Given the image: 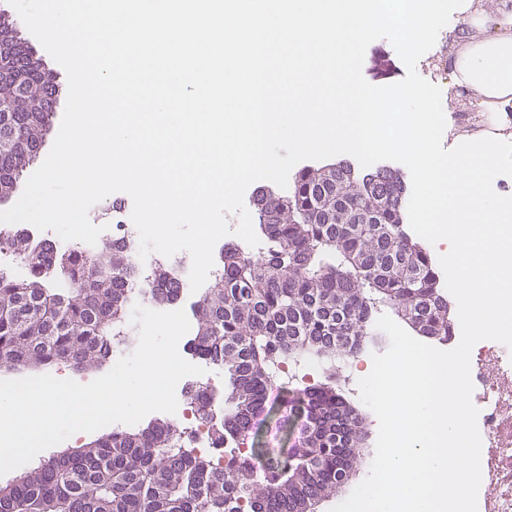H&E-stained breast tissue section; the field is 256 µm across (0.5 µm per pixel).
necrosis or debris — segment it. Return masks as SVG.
<instances>
[{"label": "necrosis or debris", "instance_id": "necrosis-or-debris-1", "mask_svg": "<svg viewBox=\"0 0 512 512\" xmlns=\"http://www.w3.org/2000/svg\"><path fill=\"white\" fill-rule=\"evenodd\" d=\"M472 400L479 410L482 482L478 512H512V350L483 340L471 352ZM176 419L199 452L224 460L215 425L224 419V373L207 367L176 386Z\"/></svg>", "mask_w": 512, "mask_h": 512}]
</instances>
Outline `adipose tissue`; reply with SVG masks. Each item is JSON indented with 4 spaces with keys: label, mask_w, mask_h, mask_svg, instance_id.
<instances>
[{
    "label": "adipose tissue",
    "mask_w": 512,
    "mask_h": 512,
    "mask_svg": "<svg viewBox=\"0 0 512 512\" xmlns=\"http://www.w3.org/2000/svg\"><path fill=\"white\" fill-rule=\"evenodd\" d=\"M445 63L449 86L471 93L475 110L488 115L487 131L512 134V0H499L493 11L473 0Z\"/></svg>",
    "instance_id": "1"
}]
</instances>
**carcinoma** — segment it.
<instances>
[{
  "mask_svg": "<svg viewBox=\"0 0 512 512\" xmlns=\"http://www.w3.org/2000/svg\"><path fill=\"white\" fill-rule=\"evenodd\" d=\"M31 52L16 29L0 27V126L12 133L0 150V201L49 123L55 76L37 71L17 90ZM406 203L396 170L356 175L340 166L326 177L304 166L284 194L253 204L265 251L241 257L224 245V270L194 305L191 348L224 371L229 390L224 440L239 448L256 420L282 412L304 419L305 446L265 462L253 446L221 469L189 447L180 422L154 419L31 468L0 487V512H308L335 496L365 436L362 417L336 391L335 362L375 335L383 306L416 312L423 336L445 340L454 330L433 262L403 224ZM7 248L29 273L0 271V367L45 371L67 357L78 370L97 369L112 355V324L126 317L133 285L159 306L179 290L171 273L132 278L124 241L66 255L17 233ZM309 360L329 364L321 381L282 379L284 365Z\"/></svg>",
  "mask_w": 512,
  "mask_h": 512,
  "instance_id": "carcinoma-1",
  "label": "carcinoma"
}]
</instances>
